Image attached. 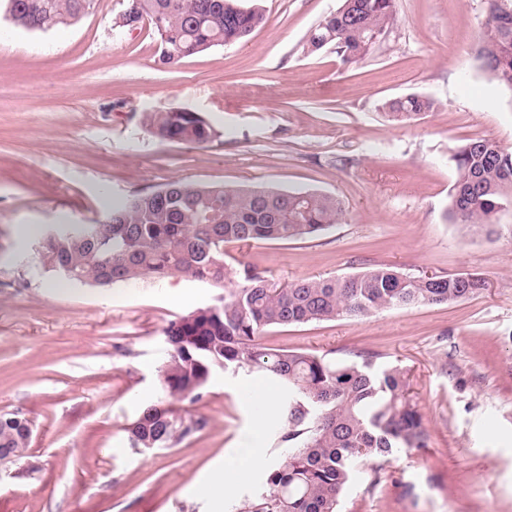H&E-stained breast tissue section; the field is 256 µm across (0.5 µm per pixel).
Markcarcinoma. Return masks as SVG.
<instances>
[{
    "label": "carcinoma",
    "mask_w": 512,
    "mask_h": 512,
    "mask_svg": "<svg viewBox=\"0 0 512 512\" xmlns=\"http://www.w3.org/2000/svg\"><path fill=\"white\" fill-rule=\"evenodd\" d=\"M95 0H6L11 22L48 32L77 22ZM140 11L160 40L157 62L174 66L212 47L243 42L265 23L258 7L240 0H140ZM397 22V0H342L307 36L304 49H332L344 64L364 60L378 47L375 32ZM483 71L512 90V0L487 12L476 48ZM435 101L409 95L383 104L387 121L424 118ZM141 123L161 143L203 146L217 135L210 121L186 108L144 112ZM457 178L449 215L465 228L495 232L512 209V151L474 138L452 155ZM343 200L308 190L208 186L181 179L139 193L112 208L113 224L60 231L40 244L47 269L71 271L70 280L100 286L129 280L180 277L208 284L228 280L209 306L171 322L168 357L160 370L163 397L127 428L136 451L171 449L195 435L205 421L175 407L200 399L212 372H261L288 389L280 439L288 456L267 477L268 489L242 501L236 512H338L339 498L363 458L391 460L425 448L429 433L407 398L408 379L397 367L335 362L324 355L273 349L261 339L271 328L465 301L483 288L477 275L427 278L379 265L341 278H305L277 288L255 266L224 262V245L298 239L340 223ZM31 424L0 414V448L27 456Z\"/></svg>",
    "instance_id": "cac0c4a2"
}]
</instances>
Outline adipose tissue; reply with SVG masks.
Returning a JSON list of instances; mask_svg holds the SVG:
<instances>
[{
	"instance_id": "ef3b65f1",
	"label": "adipose tissue",
	"mask_w": 512,
	"mask_h": 512,
	"mask_svg": "<svg viewBox=\"0 0 512 512\" xmlns=\"http://www.w3.org/2000/svg\"><path fill=\"white\" fill-rule=\"evenodd\" d=\"M263 427H255L243 434L236 448L224 455V466L200 489L202 495L213 500L223 499L244 478L266 463Z\"/></svg>"
}]
</instances>
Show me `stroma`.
<instances>
[{"instance_id": "obj_1", "label": "stroma", "mask_w": 512, "mask_h": 512, "mask_svg": "<svg viewBox=\"0 0 512 512\" xmlns=\"http://www.w3.org/2000/svg\"><path fill=\"white\" fill-rule=\"evenodd\" d=\"M251 2L266 22L244 42L171 67L156 64L148 23L117 27L123 0H95L45 33L0 15V413L34 428L27 458L0 477V512H234L284 459L280 419L255 392L281 401L285 387L220 368L185 406L203 429L165 451L128 444L129 424L162 395L165 328L220 288L176 278L101 287L38 261L45 235L174 179L343 200L342 221L318 236L225 245L228 265L251 263L279 285L376 265L481 275L484 290L464 302L272 328L262 342L409 379L427 447L367 460L339 512H512V214L490 236L448 216L456 148L484 137L512 149V91L475 59L486 0H398L389 39L350 66L303 50L340 0ZM410 94L435 110L389 124L382 104ZM171 107L201 113L217 137L158 143L141 115ZM258 424L267 466L216 509L195 487Z\"/></svg>"}]
</instances>
